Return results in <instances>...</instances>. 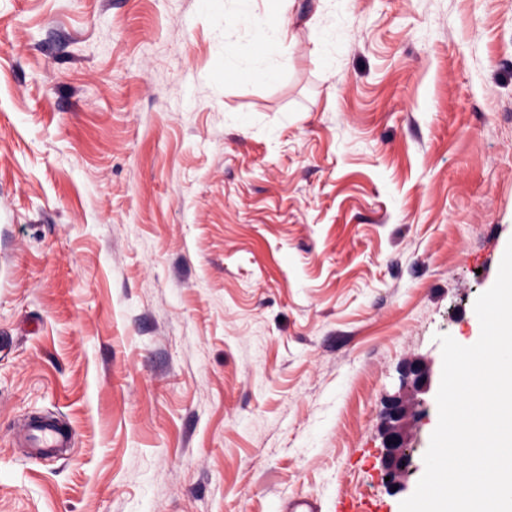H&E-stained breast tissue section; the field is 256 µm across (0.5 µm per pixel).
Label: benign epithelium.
I'll list each match as a JSON object with an SVG mask.
<instances>
[{
  "label": "benign epithelium",
  "instance_id": "7a95c632",
  "mask_svg": "<svg viewBox=\"0 0 512 512\" xmlns=\"http://www.w3.org/2000/svg\"><path fill=\"white\" fill-rule=\"evenodd\" d=\"M430 388L428 365L416 359L406 364L399 377V391L386 399L383 415L381 468L389 490L403 488L405 479L417 470L411 431L428 416V407L420 395Z\"/></svg>",
  "mask_w": 512,
  "mask_h": 512
}]
</instances>
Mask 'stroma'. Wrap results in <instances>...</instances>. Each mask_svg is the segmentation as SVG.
Wrapping results in <instances>:
<instances>
[{"label":"stroma","instance_id":"35a3bbf8","mask_svg":"<svg viewBox=\"0 0 512 512\" xmlns=\"http://www.w3.org/2000/svg\"><path fill=\"white\" fill-rule=\"evenodd\" d=\"M0 0V512H400L382 412L512 240V0ZM46 415L71 445L35 455Z\"/></svg>","mask_w":512,"mask_h":512}]
</instances>
